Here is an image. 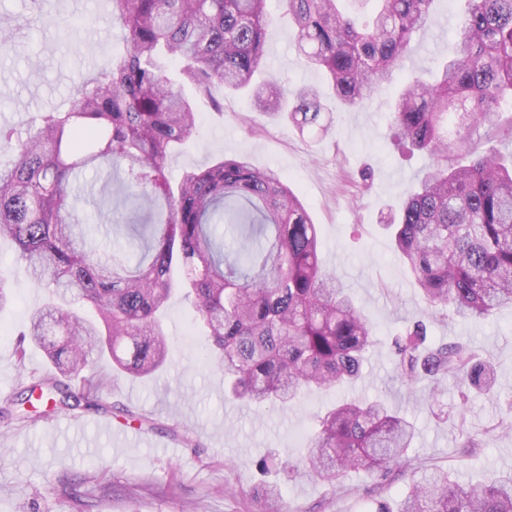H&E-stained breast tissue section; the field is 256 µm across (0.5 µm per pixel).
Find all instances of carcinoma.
<instances>
[{"mask_svg": "<svg viewBox=\"0 0 512 512\" xmlns=\"http://www.w3.org/2000/svg\"><path fill=\"white\" fill-rule=\"evenodd\" d=\"M373 2L368 16L343 0H283L303 65L321 69L332 97L364 108L392 80L437 0ZM124 52L111 56L73 93L69 109L43 112L21 131L0 124V239L35 284L81 302L87 318L47 303L25 338L60 377L43 376L27 396L55 408L78 407L101 391L86 375L91 357L109 356L126 376L158 375L168 335L160 314L172 294L191 300L207 330L209 364L224 374L232 401L286 408L301 393L358 380L373 344L372 325L348 288L325 271L308 205L280 172L245 155L190 168L172 184L166 160L196 133L198 107L220 106L219 88L250 96L272 120L322 136L332 130L313 88L287 90L256 72L267 51V0H111ZM178 66L183 83L163 62ZM393 138L431 160L389 211L386 228L430 308L482 320L512 306V156L481 144V133L512 138V0H465L448 57L430 77H414L391 108ZM87 169L124 174L112 192L137 242L131 263L93 255L76 223L72 185ZM227 224L234 244L215 228ZM414 317L393 336L394 371L409 387L426 381L436 401L456 382L458 416L493 392L495 365L462 342L425 346ZM302 462L335 483L348 470L384 478L407 472L413 425L383 398L339 400L316 416ZM398 512H512V474L475 486L438 471L411 476Z\"/></svg>", "mask_w": 512, "mask_h": 512, "instance_id": "obj_1", "label": "carcinoma"}]
</instances>
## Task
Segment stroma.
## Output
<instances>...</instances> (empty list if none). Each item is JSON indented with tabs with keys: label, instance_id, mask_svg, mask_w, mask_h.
I'll return each mask as SVG.
<instances>
[{
	"label": "stroma",
	"instance_id": "stroma-1",
	"mask_svg": "<svg viewBox=\"0 0 512 512\" xmlns=\"http://www.w3.org/2000/svg\"><path fill=\"white\" fill-rule=\"evenodd\" d=\"M44 14L68 19L67 28L42 25L28 0H0V17L21 30L12 51L0 53V113L20 129L39 115L67 108L75 88L112 55L122 53L110 0H43ZM269 28L264 68L283 83L327 89L324 72L303 67L282 0H268ZM462 21L461 0H437L432 22L413 43L395 78L402 84L434 69ZM391 91L375 95L364 110L334 109L333 131L299 134L271 121L241 95L224 98L220 111H202L193 139L177 146L166 164L171 178L203 168L220 156H249L259 168L279 170L301 193L320 227L323 266L350 289L375 326L376 343L363 378L341 392H306L288 406L254 408L224 396V376L205 361V332L182 292L166 308L169 356L155 378H127L112 363L96 364L106 386L99 411L77 407L32 418L0 417V512H369L376 500L397 506L409 490L399 477L383 487L362 470L345 472L338 485L311 477L297 460L315 429V416L336 397H382L414 424L417 437L409 464L420 471H453L476 484L491 472H512V435L489 429L512 411V307L487 319H437L438 342L478 347L498 371L494 395L465 408L464 421H436L427 394L410 391L396 376L391 336L424 312L409 268L394 250L383 221L402 189L422 168L425 155L402 157L390 141ZM103 179L89 172L77 192L85 197L78 222L95 238L98 257L126 251V232L100 203ZM0 282L12 299L0 310V402L16 398L32 378L50 373L42 351L18 353L17 339L48 293L14 262V246L0 240ZM146 424L130 421V414ZM128 432L116 440L111 428ZM475 451L460 456L468 439ZM286 455L293 471L272 474L278 501L260 505L259 458Z\"/></svg>",
	"mask_w": 512,
	"mask_h": 512
}]
</instances>
